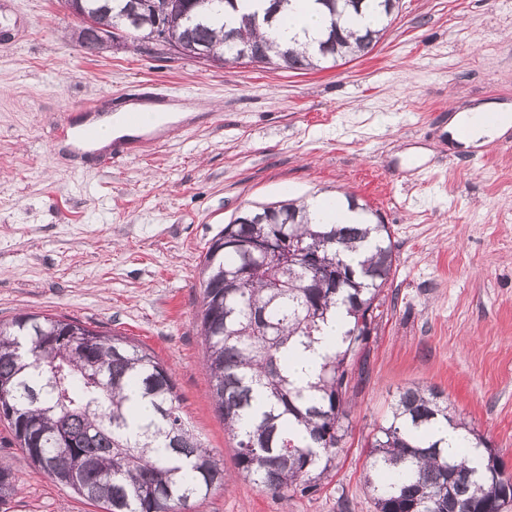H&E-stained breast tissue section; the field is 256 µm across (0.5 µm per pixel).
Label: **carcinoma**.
<instances>
[{"instance_id": "cac0c4a2", "label": "carcinoma", "mask_w": 512, "mask_h": 512, "mask_svg": "<svg viewBox=\"0 0 512 512\" xmlns=\"http://www.w3.org/2000/svg\"><path fill=\"white\" fill-rule=\"evenodd\" d=\"M144 0H85L99 24L136 41L150 36ZM197 19L167 14L168 36L241 62L250 44L260 63L315 70L367 52L398 0H316L324 28L309 49L279 48L274 21L291 0H199ZM99 30L77 40L96 52ZM395 255L384 224H314L306 203L290 200L252 211L249 224H226L204 256L197 314L210 393L236 440L239 473L274 494L318 490L336 467L348 431L356 358L381 315L377 302ZM345 308L341 348L325 359L310 393L288 376L287 351L310 348L322 325ZM153 418L139 430L137 405ZM0 421L30 462L103 512H186L224 487V466L180 410L169 369L154 353L77 320L19 313L0 323ZM443 423L462 429L459 447L482 449V464L435 438ZM365 483L376 512H507L512 475L484 435L456 418L431 386L399 392L368 441ZM0 464V504L15 488Z\"/></svg>"}]
</instances>
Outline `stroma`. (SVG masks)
<instances>
[{
	"mask_svg": "<svg viewBox=\"0 0 512 512\" xmlns=\"http://www.w3.org/2000/svg\"><path fill=\"white\" fill-rule=\"evenodd\" d=\"M61 0H0V323L74 318L154 353L228 478L188 512H375L367 441L394 396L444 392L512 473V151L473 162L448 121L512 102V0H399L368 53L318 70L208 66L138 42L84 53ZM140 102L192 113L119 148L66 131ZM354 195L396 245L354 365L336 468L311 495L238 476L197 327L203 260L239 212ZM0 422L7 512H100L35 468Z\"/></svg>",
	"mask_w": 512,
	"mask_h": 512,
	"instance_id": "obj_1",
	"label": "stroma"
}]
</instances>
